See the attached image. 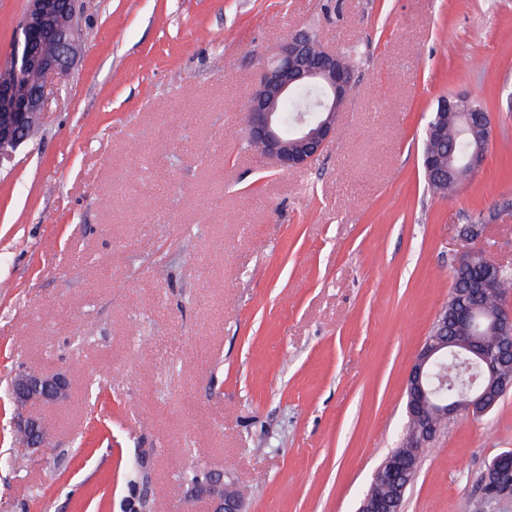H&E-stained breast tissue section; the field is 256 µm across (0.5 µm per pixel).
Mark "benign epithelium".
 I'll list each match as a JSON object with an SVG mask.
<instances>
[{"mask_svg":"<svg viewBox=\"0 0 512 512\" xmlns=\"http://www.w3.org/2000/svg\"><path fill=\"white\" fill-rule=\"evenodd\" d=\"M77 0H28V9L22 24V42L11 67L15 77L0 82V161L11 157L15 149L26 141L39 126L45 101L48 79L67 73L77 41ZM313 38L294 35L283 41L273 58L264 64L253 88L246 110L245 135L257 144L261 153L273 166L283 171H298L322 150L336 132L339 112L350 100L355 72L347 66L339 52L321 48L312 55ZM38 74V81L25 82L27 72ZM299 86H313L321 96L297 114L293 136L282 129L277 103ZM471 290L455 291L453 298L461 304L457 313L458 327L465 329L475 312L468 304ZM488 329L498 338L497 345L483 352L480 336L448 338V313L439 312L430 333L408 371L405 381L406 415L412 422L410 434L403 447L426 448L436 438L437 420L453 421L466 414L478 419L487 414L498 400L512 388V378L503 371L512 367V309L503 308L490 317ZM453 345L477 362L482 370L486 388L454 401L432 398L428 385L429 370L437 358ZM14 404L25 408L34 403L55 404L71 396L66 375L52 372L20 371L11 382ZM14 429L27 447L46 446L50 424L41 416L22 413L14 420ZM406 455L390 453L373 480L392 478L405 470ZM205 492L211 501L210 512H242V500L232 486L224 483V475L209 472L205 475ZM483 492L498 496L512 490V477L489 466L482 474ZM409 484L394 488L389 504L373 492L361 499L357 512H402Z\"/></svg>","mask_w":512,"mask_h":512,"instance_id":"benign-epithelium-1","label":"benign epithelium"}]
</instances>
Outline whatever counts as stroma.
<instances>
[{
  "label": "stroma",
  "instance_id": "obj_1",
  "mask_svg": "<svg viewBox=\"0 0 512 512\" xmlns=\"http://www.w3.org/2000/svg\"><path fill=\"white\" fill-rule=\"evenodd\" d=\"M27 0H0V67ZM82 51L0 161V512H355L406 423L405 378L448 301L460 233L512 202V0H77ZM356 48L335 136L283 173L246 148L289 36ZM485 98L483 167L424 186L439 96ZM60 371L13 433L19 370ZM512 450V390L423 452L404 512H470ZM14 429L21 435L28 448L39 449L46 446L50 424L41 416L22 413L14 420ZM205 492L211 501L210 512H241L242 500L232 486L224 483V475L208 472L205 475Z\"/></svg>",
  "mask_w": 512,
  "mask_h": 512
}]
</instances>
